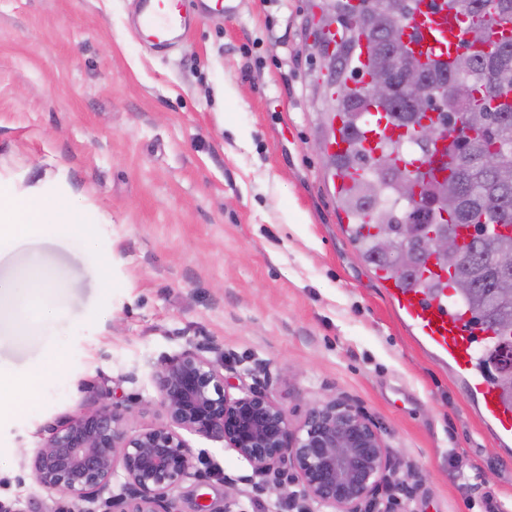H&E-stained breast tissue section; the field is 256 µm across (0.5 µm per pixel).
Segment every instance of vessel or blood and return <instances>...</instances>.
Returning a JSON list of instances; mask_svg holds the SVG:
<instances>
[{"label":"vessel or blood","mask_w":512,"mask_h":512,"mask_svg":"<svg viewBox=\"0 0 512 512\" xmlns=\"http://www.w3.org/2000/svg\"><path fill=\"white\" fill-rule=\"evenodd\" d=\"M434 14L447 29L452 41H459L462 31L453 9L442 7L434 11L430 0H416L415 16ZM186 25V16L179 0L166 4L165 0H141L140 27L148 39L157 44L168 42ZM339 117L329 120V134L325 150L331 155L346 153L349 142ZM395 133L387 120L368 122L362 148L377 153ZM391 299L404 319L417 332L427 347L440 359L447 361L456 376L471 392L477 402L479 413L495 431L502 444L512 443V403L503 399L499 389L490 382L476 362V347L489 342L488 333L471 328L469 318L448 304L447 300L428 295L419 288H391Z\"/></svg>","instance_id":"vessel-or-blood-1"}]
</instances>
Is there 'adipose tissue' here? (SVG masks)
I'll list each match as a JSON object with an SVG mask.
<instances>
[{
    "mask_svg": "<svg viewBox=\"0 0 512 512\" xmlns=\"http://www.w3.org/2000/svg\"><path fill=\"white\" fill-rule=\"evenodd\" d=\"M73 216L64 205L21 198L0 186V239L20 238L30 229L48 228ZM61 287L44 262L28 260L15 276L0 278V321L8 325L10 333L19 334L25 331L32 315L54 318V302Z\"/></svg>",
    "mask_w": 512,
    "mask_h": 512,
    "instance_id": "1",
    "label": "adipose tissue"
}]
</instances>
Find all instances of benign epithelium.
<instances>
[{
	"instance_id": "benign-epithelium-1",
	"label": "benign epithelium",
	"mask_w": 512,
	"mask_h": 512,
	"mask_svg": "<svg viewBox=\"0 0 512 512\" xmlns=\"http://www.w3.org/2000/svg\"><path fill=\"white\" fill-rule=\"evenodd\" d=\"M402 57L379 64L369 93L379 99L392 91L391 74L411 99H423L416 76L408 65L420 59L415 47L399 32ZM419 135L412 146L441 159L448 145L441 128L424 119L415 126ZM440 199L414 189L410 208L421 217L432 251L450 267L464 257L463 240L431 223ZM506 261L498 262L504 300H512V275ZM190 347L161 363L153 374L157 404L165 421L132 429L129 408L102 404L77 416H66L50 427L45 443L31 458L37 483L50 495L82 503L81 512H180L176 491L205 474L195 464L183 433L224 442L248 463L258 480L252 495L262 496L288 482L297 486L290 497L304 512H389L380 499L393 482L389 448L379 426L345 398H332L309 408L297 426L286 410L264 390L252 386L234 397L224 379V353ZM125 481L114 484L117 471Z\"/></svg>"
}]
</instances>
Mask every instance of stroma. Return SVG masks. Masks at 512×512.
I'll list each match as a JSON object with an SVG mask.
<instances>
[{
    "label": "stroma",
    "mask_w": 512,
    "mask_h": 512,
    "mask_svg": "<svg viewBox=\"0 0 512 512\" xmlns=\"http://www.w3.org/2000/svg\"><path fill=\"white\" fill-rule=\"evenodd\" d=\"M330 0H239L172 47L136 30L139 0H0V184L65 202L79 234L0 246V277L42 255L67 283L55 318L0 334V371L32 367L0 402V502L78 512L28 461L47 426L88 411L89 384L162 422L152 376L188 344L224 351L231 395L260 380L299 423L343 396L380 426L404 479L394 512H512L506 451L447 362L355 249L326 167V62L312 43ZM107 287H100V280ZM202 482L180 512H293L288 488L251 494L250 466L189 436Z\"/></svg>",
    "instance_id": "35a3bbf8"
}]
</instances>
